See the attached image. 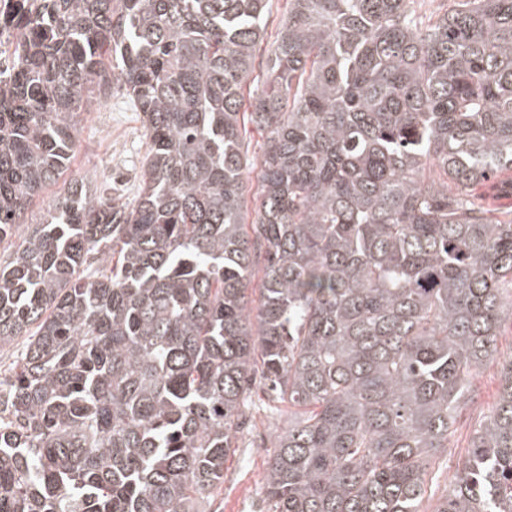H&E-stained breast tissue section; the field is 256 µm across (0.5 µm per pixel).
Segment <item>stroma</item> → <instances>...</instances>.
Here are the masks:
<instances>
[{
	"mask_svg": "<svg viewBox=\"0 0 512 512\" xmlns=\"http://www.w3.org/2000/svg\"><path fill=\"white\" fill-rule=\"evenodd\" d=\"M149 143L141 119L121 83H113L107 97L95 100L78 122L77 149L65 172V180L85 182L97 194L133 206ZM255 427L237 442L224 465V484L202 512H270L264 484L274 429L286 426L287 415L270 408L263 391L252 395Z\"/></svg>",
	"mask_w": 512,
	"mask_h": 512,
	"instance_id": "stroma-1",
	"label": "stroma"
}]
</instances>
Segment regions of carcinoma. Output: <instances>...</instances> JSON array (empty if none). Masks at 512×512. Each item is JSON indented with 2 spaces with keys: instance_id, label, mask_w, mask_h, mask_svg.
<instances>
[{
  "instance_id": "carcinoma-1",
  "label": "carcinoma",
  "mask_w": 512,
  "mask_h": 512,
  "mask_svg": "<svg viewBox=\"0 0 512 512\" xmlns=\"http://www.w3.org/2000/svg\"><path fill=\"white\" fill-rule=\"evenodd\" d=\"M28 2L0 81V240L112 81L150 149L135 206L75 180L0 264V348L22 340L0 512H199L258 367L288 405L272 512H420L464 427L432 512H512V211L473 193L512 172V0L426 24L416 0H288L248 96L269 0ZM498 370L499 366L496 364V362H491L483 367L482 372L478 377V384L481 387L480 402L486 409L491 407L496 399L499 388L497 378Z\"/></svg>"
}]
</instances>
